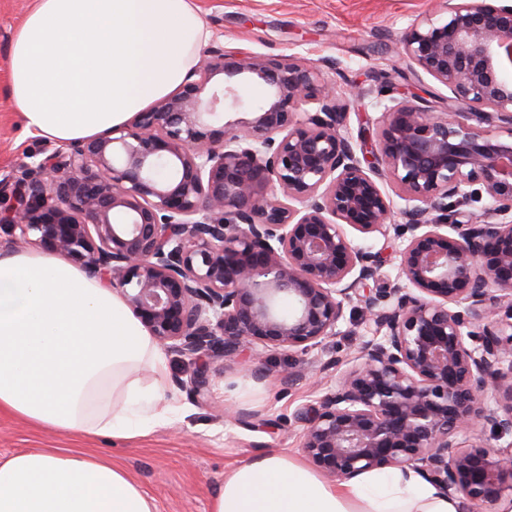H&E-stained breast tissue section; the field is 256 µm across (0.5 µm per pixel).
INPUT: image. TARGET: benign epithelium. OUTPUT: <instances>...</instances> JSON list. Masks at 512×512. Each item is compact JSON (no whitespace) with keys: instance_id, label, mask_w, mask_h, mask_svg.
Masks as SVG:
<instances>
[{"instance_id":"obj_1","label":"benign epithelium","mask_w":512,"mask_h":512,"mask_svg":"<svg viewBox=\"0 0 512 512\" xmlns=\"http://www.w3.org/2000/svg\"><path fill=\"white\" fill-rule=\"evenodd\" d=\"M439 2L402 54L449 91L446 111L383 88L339 93L296 56L218 48L131 121L1 179L14 203L0 226L107 277L150 335L192 362L306 353L358 300L374 334L317 406L296 411L302 452L340 480L410 466L487 512L512 490V442L468 450L459 437L481 425L512 438V3ZM247 83L266 88L264 104L215 125L246 107ZM371 97L383 130L365 164L367 142L343 123ZM384 180L406 202L393 280L343 228L387 236ZM485 197L492 206L476 207ZM208 387L201 368L189 389Z\"/></svg>"}]
</instances>
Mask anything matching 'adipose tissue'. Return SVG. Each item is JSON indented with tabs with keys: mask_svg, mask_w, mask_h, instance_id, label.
<instances>
[{
	"mask_svg": "<svg viewBox=\"0 0 512 512\" xmlns=\"http://www.w3.org/2000/svg\"><path fill=\"white\" fill-rule=\"evenodd\" d=\"M197 0H32L11 36L6 93L26 132L100 136L172 94L201 61ZM163 353L110 283L61 255L0 251V413L63 435L134 440L171 419ZM414 469L347 480L285 454L224 473L209 512H463ZM0 512H157L103 453L0 458Z\"/></svg>",
	"mask_w": 512,
	"mask_h": 512,
	"instance_id": "ef3b65f1",
	"label": "adipose tissue"
}]
</instances>
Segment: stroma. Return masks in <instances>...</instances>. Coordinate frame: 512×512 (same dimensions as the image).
I'll return each instance as SVG.
<instances>
[{
    "label": "stroma",
    "mask_w": 512,
    "mask_h": 512,
    "mask_svg": "<svg viewBox=\"0 0 512 512\" xmlns=\"http://www.w3.org/2000/svg\"><path fill=\"white\" fill-rule=\"evenodd\" d=\"M32 0H0V178H19L28 154L54 150V143L27 136L4 90L7 49L12 32ZM211 36L208 47L241 56L280 58L294 55L336 62L338 88L385 83L399 96L417 95L443 111L447 91L429 76L404 81L400 59L405 30L437 0H198ZM341 335L306 353L252 352L246 367L209 363L205 399L184 388L190 362L166 352L171 421L146 437L108 442L63 436L52 430L0 414V456L31 449L91 451L108 454L155 499L157 512H208L224 472L241 460L265 452L302 457L298 408L311 407L333 388L341 370H323L331 359L354 357L374 332L358 304L344 307ZM260 377H252V370ZM295 381L284 382L288 373ZM242 412L233 422L225 410Z\"/></svg>",
    "instance_id": "1"
}]
</instances>
